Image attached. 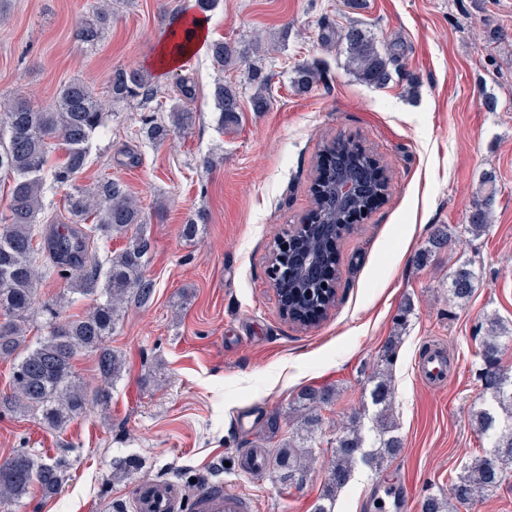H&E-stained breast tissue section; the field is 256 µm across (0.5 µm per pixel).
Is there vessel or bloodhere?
<instances>
[{
  "label": "vessel or blood",
  "mask_w": 512,
  "mask_h": 512,
  "mask_svg": "<svg viewBox=\"0 0 512 512\" xmlns=\"http://www.w3.org/2000/svg\"><path fill=\"white\" fill-rule=\"evenodd\" d=\"M420 379L431 388L447 385L455 374L448 368L447 352L436 347L421 356L417 364ZM377 485V507H391L394 512H407L408 498L401 483L380 478ZM191 500L194 512H244L245 496L221 485L207 487L190 494L183 493L169 481L152 480L140 485L133 498L134 512H180L184 500Z\"/></svg>",
  "instance_id": "obj_1"
}]
</instances>
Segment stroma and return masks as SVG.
I'll use <instances>...</instances> for the list:
<instances>
[{
	"mask_svg": "<svg viewBox=\"0 0 512 512\" xmlns=\"http://www.w3.org/2000/svg\"><path fill=\"white\" fill-rule=\"evenodd\" d=\"M93 2L0 0V101L46 107L74 81L100 98L106 127L78 182L88 189L106 175L126 185L146 223L155 292L129 305L108 338L127 361L108 405L60 430L0 415V458L24 448L68 462L60 494L31 492L15 512H131L144 481L168 479L190 493L209 476L244 490L250 512H308L322 464L288 487L243 472L241 455L261 444L271 418L280 435L292 432V399L309 386L340 391L322 412L323 438L333 440L366 405L373 364L407 304L391 371L403 449L384 471L404 481L411 512H421L425 495L447 491L490 450L471 425L486 397L480 340L492 315L512 330V0H218L206 36L260 43L254 61L270 77V107L252 111L245 65L220 73L200 50L153 76L159 103L196 114L161 143L138 133L153 106L112 102L109 80L118 67L146 69L187 0H110L112 20L90 46L78 29ZM352 25L386 55V87L349 72L340 42ZM302 63L321 73L305 93L291 83ZM219 78L242 88L241 118L229 129L215 121ZM338 137L386 166L388 194L342 242L335 307L302 327L282 317L268 268L276 238L311 215L322 148ZM489 195L487 230L472 236L464 227ZM443 227L448 243L430 249ZM464 262L479 282L458 302L448 283ZM435 341L457 365L442 389L415 373ZM120 454L137 456L139 467L115 482ZM376 477L357 466L336 512H375Z\"/></svg>",
	"mask_w": 512,
	"mask_h": 512,
	"instance_id": "stroma-1",
	"label": "stroma"
}]
</instances>
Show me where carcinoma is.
<instances>
[{"label": "carcinoma", "instance_id": "obj_1", "mask_svg": "<svg viewBox=\"0 0 512 512\" xmlns=\"http://www.w3.org/2000/svg\"><path fill=\"white\" fill-rule=\"evenodd\" d=\"M110 21L111 15L99 5L79 29L78 37L92 45ZM344 41L353 74L368 85H385L389 79L387 60L375 39L363 29L351 27ZM257 51V45L222 40L209 45L212 63L220 71L231 60L244 61ZM318 79L317 69L308 64L297 66L292 77L299 91L308 90ZM251 80L255 84L252 110L264 112L270 103L269 78L256 69ZM109 93L116 102L139 99L147 103L155 97L151 78L138 69L113 71ZM213 98L219 124L236 125L241 112L238 88L231 82L218 81ZM194 120L193 112L173 106L167 121L147 119L143 133L152 141L162 142L168 136V126L189 127ZM103 122L98 98L78 82L64 86L55 104L46 110L35 111L23 101L0 106V171L13 175L14 181L9 214L0 216V360H14L10 391L0 392V412L32 413L49 428L63 426L92 403H108L110 388L123 376L125 359L112 349L107 338L128 304L145 305L154 292V283L144 273L150 243L136 200L122 183L109 177L99 179L89 190L76 185L87 164L89 141ZM53 145L63 149V158L51 166L49 148ZM323 153L332 156L336 165L329 180L319 183L316 221L288 237L297 242L289 250L295 263L309 257L317 260L302 296L291 291L286 296L288 307L305 317L321 313L327 294L322 284L334 283L322 276V270L336 265L338 244L332 227L338 219L331 196L336 177L349 170L361 179L364 191L352 205L356 211L370 207L373 197L387 190L384 168L359 150L352 139L336 138L324 145ZM48 176L56 185L73 187L66 198L65 209L71 216L67 222L45 212L42 198ZM491 201L489 196L476 207L469 225L471 232L479 233L486 227ZM114 236L126 237L125 247L106 262H99L93 249L99 241ZM51 269L66 274L70 291L91 300L92 305L83 314L64 320L60 319L64 299L43 305V312L49 316V332L32 347L26 344L27 324L38 285ZM476 282V272L464 262L451 276L449 294L465 301L472 296ZM487 322V336L480 348L484 368L478 380L501 412L481 409L475 413L474 422L480 431L492 433V450L466 464L451 481L448 494L424 496L421 512H449L457 505L471 509L512 474V373L499 363L500 324L494 318ZM399 344L398 336L389 340L380 356L381 370L369 378V399L375 408L371 450H366L362 414H356L336 435L331 458L325 462L323 493L313 504V512H334L337 493L349 483L356 465L377 469L401 453L389 374ZM85 352L95 355L101 381L92 392L76 379L73 369L76 356ZM336 395L331 387H308L297 393L294 406L303 435L297 440L280 439L265 452L264 467L272 470L279 482L300 486L307 481L317 461L315 448L321 444V410ZM137 465L133 456H115L112 477L123 478ZM63 481L64 463L60 460L38 459L23 449L0 458V512L22 502L34 486L43 497H55Z\"/></svg>", "mask_w": 512, "mask_h": 512}]
</instances>
